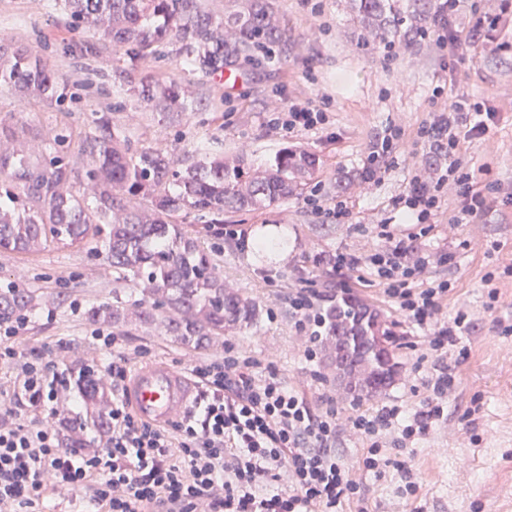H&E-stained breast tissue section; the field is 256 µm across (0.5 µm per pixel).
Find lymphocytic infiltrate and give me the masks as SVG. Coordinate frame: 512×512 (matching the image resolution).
I'll list each match as a JSON object with an SVG mask.
<instances>
[{"label": "lymphocytic infiltrate", "mask_w": 512, "mask_h": 512, "mask_svg": "<svg viewBox=\"0 0 512 512\" xmlns=\"http://www.w3.org/2000/svg\"><path fill=\"white\" fill-rule=\"evenodd\" d=\"M433 25V43L449 67L474 65L479 55L507 49L501 37L512 24V0H501L498 13L477 17L470 34L456 27L461 0H440ZM435 97L448 103L420 130L430 153L447 158L444 173L415 171L396 205L406 208L418 224L428 223L442 203L446 181L458 186L460 213L474 217L484 210L486 196L474 176L468 143L484 139L497 114L485 103L465 96ZM327 111L311 100H289L284 116L272 126L291 133L325 128ZM384 244L369 255L337 252L324 256L330 271L365 270L382 285L399 310L423 332L428 349L447 357L470 326L466 309L445 314L446 281H425L430 265L449 259L446 251H428L413 232L382 225ZM323 299L313 289H298L292 306L296 328L309 341L322 334ZM22 323L0 327V365L14 374L11 407L0 411V512H40L51 499L63 496L89 512H369L353 469L337 454L336 408L318 412L290 390L272 367L234 347L223 358L197 361L192 375L201 386L197 410L170 427L134 415L120 394L127 362L116 354L118 338L97 332L95 340L113 350L105 371L112 378L110 427L86 447H66L61 433L43 423L40 414L57 413L61 405L83 407L74 396L68 372L36 351L15 342ZM424 404L408 410L384 404L368 415L348 420L353 433L365 439L364 470L381 474L396 466L407 488L414 473L392 464L382 454L385 440L403 448L425 435L439 421L454 388V377L440 367L427 382Z\"/></svg>", "instance_id": "f902f5d3"}]
</instances>
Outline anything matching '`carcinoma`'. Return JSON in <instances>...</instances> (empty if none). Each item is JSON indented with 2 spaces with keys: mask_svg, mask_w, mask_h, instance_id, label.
<instances>
[{
  "mask_svg": "<svg viewBox=\"0 0 512 512\" xmlns=\"http://www.w3.org/2000/svg\"><path fill=\"white\" fill-rule=\"evenodd\" d=\"M65 2L72 24L93 26L135 58L147 57L155 44L175 39L188 56L216 45L255 61V53L281 40L265 0H249L246 11L227 16L201 10L197 0ZM411 2L409 11L392 0H355V7L374 38L414 40L428 30L437 3ZM0 86L21 87L48 98L57 93L58 75L24 50L9 55L0 46ZM141 94L148 102L179 99L171 84L149 85ZM91 157L85 189L93 194L95 205L88 207L64 193L72 168L62 157L49 155L34 163L0 151V249L22 252L40 241L101 245L115 280L145 285L142 295L132 299L138 318L195 350L210 346L230 329L252 326L259 316L256 302L224 284L210 254L173 218L193 210L213 215L215 223L222 224L226 210H259L282 202L296 191L297 176L315 169L316 158L285 149L264 170L247 168L238 157L221 156L180 170L162 149L131 151L104 120L93 138ZM147 194L153 195L151 217L133 204ZM33 301L30 288L16 283L0 288V323L25 318ZM85 317L114 327L125 319L123 307L108 303L90 306ZM324 318L346 390L355 400L373 398L394 380L398 356L392 331L354 299L327 309ZM76 384L95 397V369L80 370ZM89 424L100 433L109 429L108 412L94 402ZM58 429L68 447L83 446L79 428L61 421Z\"/></svg>",
  "mask_w": 512,
  "mask_h": 512,
  "instance_id": "carcinoma-1",
  "label": "carcinoma"
}]
</instances>
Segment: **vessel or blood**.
<instances>
[{
  "mask_svg": "<svg viewBox=\"0 0 512 512\" xmlns=\"http://www.w3.org/2000/svg\"><path fill=\"white\" fill-rule=\"evenodd\" d=\"M122 393L140 418L163 427L181 421L199 400L192 381L166 365L134 369L126 378Z\"/></svg>",
  "mask_w": 512,
  "mask_h": 512,
  "instance_id": "vessel-or-blood-1",
  "label": "vessel or blood"
}]
</instances>
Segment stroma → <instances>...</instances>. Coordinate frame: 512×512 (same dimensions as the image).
Instances as JSON below:
<instances>
[{
  "label": "stroma",
  "instance_id": "obj_1",
  "mask_svg": "<svg viewBox=\"0 0 512 512\" xmlns=\"http://www.w3.org/2000/svg\"><path fill=\"white\" fill-rule=\"evenodd\" d=\"M270 3L285 36L256 64L231 54L214 61L204 51L189 56L177 41L136 60L101 34L72 29L64 0H0V44L27 49L63 78L53 101L0 88V137L31 159L61 136L71 164L82 166L103 117L134 149L164 147L184 168L208 153L231 155L242 149L253 168L269 165L286 147L318 160L300 194L261 210L225 213V223L247 225L248 244L211 235L197 213L177 217L183 231L211 252L225 281L258 303L260 315L252 327L225 334L215 348L191 352L134 318L117 329L90 322L84 315L89 306L127 298L131 288L114 282L110 264L89 247L52 244L26 254L0 250V286L19 279L35 292V309L19 345L43 352L74 373L111 361L92 338L98 330L117 332L120 352L132 369L163 363L186 372L198 360L222 357L225 345H233L273 365L314 408L332 396L343 428L336 450L358 466L366 443L346 431L348 417L390 401L420 406L437 359L382 286L359 280L354 271L330 272L319 259L336 250L374 249L380 243L379 225L406 224V213L392 202L403 194L414 169L440 166L417 131L435 107L434 88L452 80L456 93L483 101L498 114L485 139L469 147L480 166L476 177L489 188L486 209L470 222L454 223L459 198L455 188L444 187L445 202L422 239L430 248L448 247L449 261L433 265L428 275L453 286L445 311L469 310L470 327L461 340L465 353L448 355L456 386L443 418L407 447H386L391 466L378 476L362 474L361 482L370 512H512V333L502 331L512 324V207L498 203L494 191L498 184L512 186V54L481 58L452 77L423 39L396 41L395 58L385 61L378 46L364 43L353 0H321L317 14L309 0ZM227 66L242 77L230 91L219 80ZM154 83L176 84L185 109L162 111L144 101L143 85ZM280 96L326 102L331 127L302 134L272 128V104ZM390 124L401 130L400 147L388 159L382 180L364 183L368 147ZM339 196L351 206L354 222L336 223L306 203L312 197L325 206ZM274 229L286 230V249L257 251L255 241ZM490 272L495 279L489 284L484 277ZM301 287L358 299L393 323L400 373L377 399L356 402L343 391L328 340H319L314 359H307L289 301ZM492 289L497 292L493 300L488 297ZM399 461L416 475L415 494L404 491L395 467Z\"/></svg>",
  "mask_w": 512,
  "mask_h": 512
}]
</instances>
